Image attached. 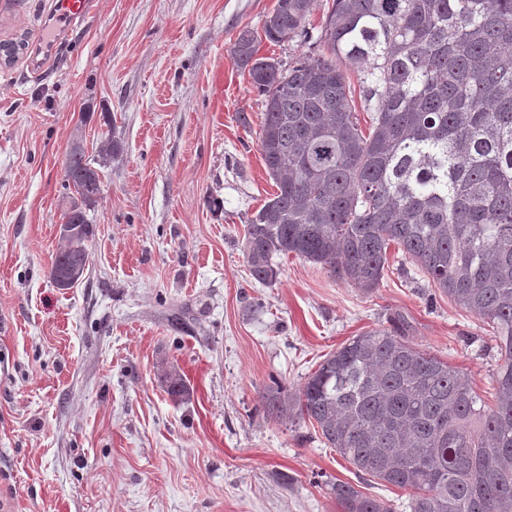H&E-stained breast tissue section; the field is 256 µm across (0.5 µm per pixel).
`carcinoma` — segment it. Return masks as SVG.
Segmentation results:
<instances>
[{"instance_id": "carcinoma-1", "label": "carcinoma", "mask_w": 512, "mask_h": 512, "mask_svg": "<svg viewBox=\"0 0 512 512\" xmlns=\"http://www.w3.org/2000/svg\"><path fill=\"white\" fill-rule=\"evenodd\" d=\"M314 0H277L265 38L302 34ZM322 52L281 70L246 28L231 52L266 96L259 132L276 191L246 226L259 282L295 254L372 291L396 245L430 283L488 320L504 355L489 405L454 367L404 335L405 319L353 337L308 376L294 406L356 470L412 491L411 512H512V0H332ZM362 74L363 131L342 65ZM75 193L49 278L88 265L99 171L64 162ZM168 395L189 389L176 370ZM343 512H392L338 482Z\"/></svg>"}]
</instances>
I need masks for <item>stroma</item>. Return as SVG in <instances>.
I'll list each match as a JSON object with an SVG mask.
<instances>
[{
  "label": "stroma",
  "instance_id": "obj_1",
  "mask_svg": "<svg viewBox=\"0 0 512 512\" xmlns=\"http://www.w3.org/2000/svg\"><path fill=\"white\" fill-rule=\"evenodd\" d=\"M276 0H96L45 57L48 0H0V503L5 512H342L351 484L410 512L407 490L359 478L312 425L268 404L297 396L350 338L404 316L406 336L484 399L493 329L398 248L367 293L322 265L276 258L252 278L244 229L275 191L258 134L265 96L231 55ZM309 39L260 40L285 70ZM84 280L48 271L62 242L63 162L98 156ZM190 389L172 400L162 370Z\"/></svg>",
  "mask_w": 512,
  "mask_h": 512
}]
</instances>
